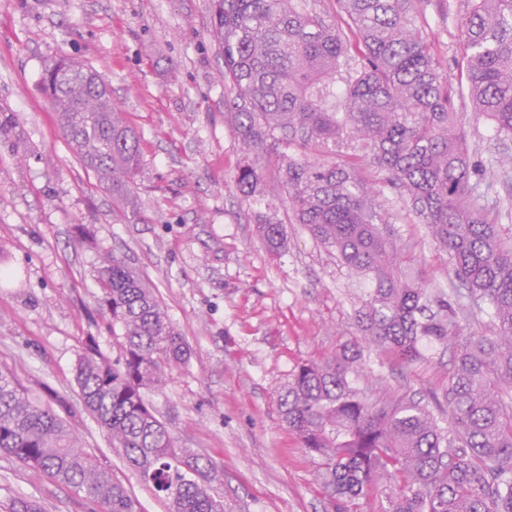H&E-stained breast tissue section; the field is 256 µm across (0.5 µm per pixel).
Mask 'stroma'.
I'll list each match as a JSON object with an SVG mask.
<instances>
[{"mask_svg": "<svg viewBox=\"0 0 512 512\" xmlns=\"http://www.w3.org/2000/svg\"><path fill=\"white\" fill-rule=\"evenodd\" d=\"M210 0H0V367L42 402L63 398L81 443L136 499L166 512L107 433L74 381L86 337L116 359L122 338L98 309L102 253L122 258L156 290L191 355L149 395L176 447L212 459L226 512H327L311 459L281 420L278 400L295 367L361 347L353 377L379 398L392 387L443 398L449 354L422 346L413 364L362 348L356 311L365 292L335 252L276 201L287 243L268 252L258 205L237 191L244 150L224 112V58L209 36ZM423 21L448 78L458 74L459 0H429ZM95 69L139 132L146 164L137 214L67 148L40 78L53 57ZM456 109L482 184L512 224V140L468 101ZM397 243L430 287L450 288L448 257L395 196L383 200ZM92 230L76 239L77 225ZM38 501L45 512H86L73 489L0 453V503Z\"/></svg>", "mask_w": 512, "mask_h": 512, "instance_id": "obj_1", "label": "stroma"}]
</instances>
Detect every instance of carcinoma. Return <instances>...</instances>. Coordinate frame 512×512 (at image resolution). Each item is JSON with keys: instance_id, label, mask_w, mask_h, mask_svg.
I'll list each match as a JSON object with an SVG mask.
<instances>
[{"instance_id": "obj_1", "label": "carcinoma", "mask_w": 512, "mask_h": 512, "mask_svg": "<svg viewBox=\"0 0 512 512\" xmlns=\"http://www.w3.org/2000/svg\"><path fill=\"white\" fill-rule=\"evenodd\" d=\"M460 80L447 78L421 17L427 0H336V22L314 0H211V37L224 55V104L245 159L236 185L263 187L261 160L277 163L295 223L369 284L357 319L363 341L402 364L420 345L452 352L448 421L407 394L372 402L349 378L360 350L297 366L280 397L283 423L318 461L331 512H512V225L476 193L456 112L467 99L512 138V0H460ZM347 70L342 95L336 75ZM94 71L55 57L41 76L65 142L81 164L134 210L142 140L91 81ZM334 161L328 162L324 155ZM377 173L366 179L364 167ZM390 191L448 255L453 285L433 292L387 229ZM267 248L285 229L268 206ZM99 307L123 339L109 360L88 337L75 368L86 410L168 512H224L210 486L214 463L178 448L148 394L189 348L154 291L116 255L97 268ZM490 311L491 334H464L462 301ZM0 453L83 493L95 512H136V501L77 431L0 368Z\"/></svg>"}]
</instances>
